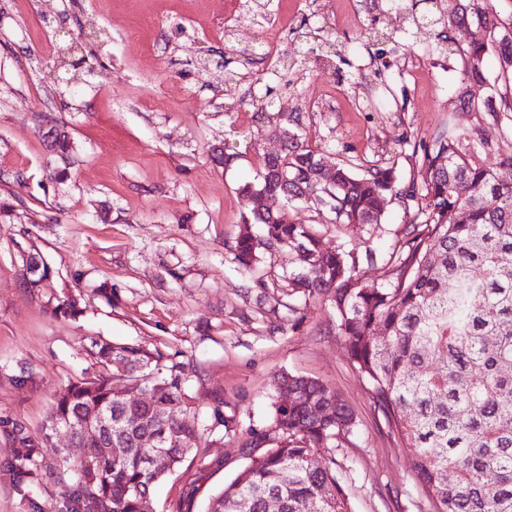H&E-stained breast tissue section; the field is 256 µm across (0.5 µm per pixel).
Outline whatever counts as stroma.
Wrapping results in <instances>:
<instances>
[{"label": "stroma", "instance_id": "35a3bbf8", "mask_svg": "<svg viewBox=\"0 0 512 512\" xmlns=\"http://www.w3.org/2000/svg\"><path fill=\"white\" fill-rule=\"evenodd\" d=\"M346 0H267L243 6L221 28L216 0H0V419L24 423L71 459L85 450L48 412L58 386L89 369L92 340L157 348L190 377L189 419L209 425L224 400L232 430L212 428L199 445L204 469H179L153 491L154 512H202L206 498L249 461V428L272 422L274 377L321 380L350 407L354 434L330 454L345 469L353 512H430L407 474L406 450L391 435L367 386L330 327L328 305L302 306L288 330L280 288L247 289L226 244L253 200L238 193L258 160L244 150L235 167L212 164L208 146L229 123L258 126L248 93L276 86L290 111L318 113L312 144L395 166L416 176L410 145L447 126L471 127L455 90L459 56L436 52L433 31H400L390 0H359L364 26L334 25ZM281 20L270 55L255 54ZM333 26L342 57L308 61L287 81L273 72L305 42L300 29ZM387 33L369 39L372 29ZM93 52L94 74L65 82L56 30ZM65 128L75 160L51 181L43 123ZM39 252L47 287H27L22 257ZM79 299L68 317L57 305ZM0 434V512H73L52 484L16 488Z\"/></svg>", "mask_w": 512, "mask_h": 512}]
</instances>
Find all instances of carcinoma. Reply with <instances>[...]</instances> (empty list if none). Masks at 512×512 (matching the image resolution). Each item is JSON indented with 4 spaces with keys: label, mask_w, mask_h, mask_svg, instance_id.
Wrapping results in <instances>:
<instances>
[{
    "label": "carcinoma",
    "mask_w": 512,
    "mask_h": 512,
    "mask_svg": "<svg viewBox=\"0 0 512 512\" xmlns=\"http://www.w3.org/2000/svg\"><path fill=\"white\" fill-rule=\"evenodd\" d=\"M426 9L407 19L438 29L437 40L462 62L456 100L477 115L472 128H450L412 146L419 177L404 182L388 165L335 157L307 140L310 112H283L275 87L259 97L266 124L239 132L229 124L231 141L210 150L228 169L240 159L237 141L257 149L265 136L281 150L258 155L253 179L238 191L278 199L281 207H257L239 219L229 245L238 269L252 275L265 258L288 254V265L273 281L253 279L255 287L288 289L294 301L322 299L333 310L331 330L340 336L359 378L391 434L406 447L408 473L432 512H512V182L499 180L480 162L497 154L512 167V149L492 140L486 125L512 112V23L500 22L491 0H427ZM482 25L489 42L461 49L455 31ZM493 59L497 76L486 63ZM489 85L486 97L472 99L467 87ZM48 148L66 162L72 149L64 130L47 132ZM397 200L407 214L401 236L386 255L368 246L360 251L341 242L321 246L320 227L359 226L369 236L384 223L388 204ZM314 214L311 223L292 220L293 210ZM466 218L448 223V212ZM382 261L383 283L366 284L360 267ZM27 282L49 279L43 258L23 259ZM96 371L74 377L56 393L50 421L80 435L85 426L112 425V453L89 448L79 461L41 474L39 459L47 441L21 424L0 420V433L12 444L7 462L16 485L43 477L64 490L81 512H153L150 490L177 470L201 439L196 423L183 418L189 395L181 363L160 350L127 343L91 342ZM127 384L112 385V371ZM276 391L294 394L275 405L268 430L246 431L245 447L260 448L224 488L207 512H266L275 500L279 512H352L342 473L328 456L353 432V414L341 396L321 381L284 374ZM157 393L153 397L150 392Z\"/></svg>",
    "instance_id": "carcinoma-1"
}]
</instances>
